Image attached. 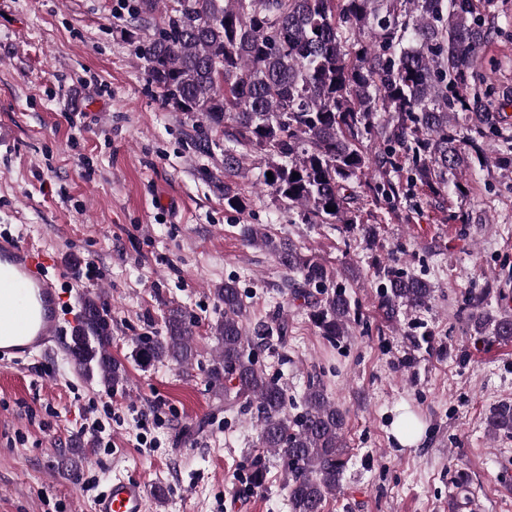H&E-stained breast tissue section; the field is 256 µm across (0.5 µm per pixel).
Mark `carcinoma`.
<instances>
[{
  "mask_svg": "<svg viewBox=\"0 0 512 512\" xmlns=\"http://www.w3.org/2000/svg\"><path fill=\"white\" fill-rule=\"evenodd\" d=\"M131 15L139 27L153 28L138 54L165 104L201 119L200 148L209 150V132L224 134V206L236 212L250 207L239 180L258 152L264 169L253 185L307 224H357L372 243L376 227L357 206L360 195L377 208L395 206L419 185L439 196L448 191V175L469 166L456 115L469 108L473 56L488 36L475 0H133ZM375 140L372 155L368 143ZM400 154L409 160L404 175L394 162ZM242 239L300 276L292 294L312 308L322 335L336 341L348 334L354 310L321 262L261 224L245 225ZM380 275L386 318L401 307L429 308L428 280L392 265ZM214 294L224 317L214 328L220 352L210 383L224 387L226 406L242 400L255 409L261 447L287 472L292 512H322L347 464L345 415L318 380L309 383L301 411L289 414L284 388L256 360L270 337L286 339L287 323L244 327L234 280ZM483 302L482 294L468 298L473 331L512 343V314L490 316ZM84 308L69 362L113 390L126 370L112 357L111 325L100 301L89 298ZM164 327L162 336L135 339L136 360L192 366L194 336L182 308H169ZM487 425L493 436L512 434V401L494 406Z\"/></svg>",
  "mask_w": 512,
  "mask_h": 512,
  "instance_id": "carcinoma-1",
  "label": "carcinoma"
}]
</instances>
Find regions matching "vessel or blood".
<instances>
[{
  "label": "vessel or blood",
  "instance_id": "vessel-or-blood-1",
  "mask_svg": "<svg viewBox=\"0 0 512 512\" xmlns=\"http://www.w3.org/2000/svg\"><path fill=\"white\" fill-rule=\"evenodd\" d=\"M58 257L47 249L0 236V361L30 360L63 343L80 316L62 312ZM93 512H149L145 484L117 475L94 501Z\"/></svg>",
  "mask_w": 512,
  "mask_h": 512
}]
</instances>
